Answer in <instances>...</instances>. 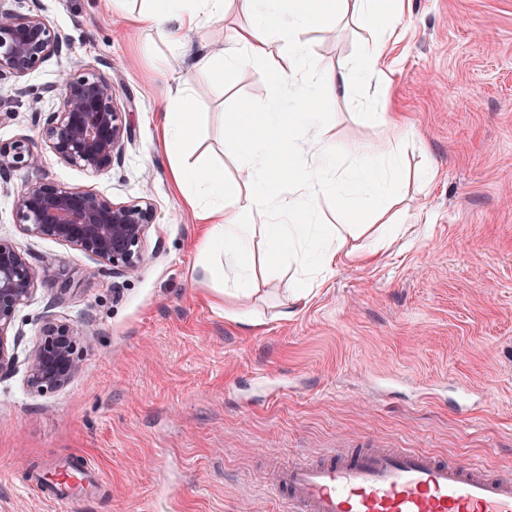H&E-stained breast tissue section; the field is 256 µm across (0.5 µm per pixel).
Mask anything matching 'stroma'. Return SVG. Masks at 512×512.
<instances>
[{
  "label": "stroma",
  "instance_id": "stroma-1",
  "mask_svg": "<svg viewBox=\"0 0 512 512\" xmlns=\"http://www.w3.org/2000/svg\"><path fill=\"white\" fill-rule=\"evenodd\" d=\"M14 7L41 14L73 59L112 81L118 103L133 101V137L111 174L62 162L30 121L36 90L57 78L52 59L0 82V142L31 139L45 180L114 203L151 199L156 224L138 272L112 278L89 255L23 234L13 191L27 171L0 192V238L52 263L19 313L18 355L47 315L91 331L81 370L61 390L28 392L21 369L0 379V512H157L161 502L168 512H280L269 474L328 448H423L512 468V0H404L381 73L320 101L340 147L378 146L367 112L395 113L414 130L400 147L395 239L365 257L378 231L364 224L298 303L282 270L238 302L248 326L225 318L223 295L201 281L202 230L174 189L156 127L175 87L167 70L189 72L197 150L237 177L222 115L241 101L261 105L272 89L255 66L228 87L195 63L252 17L228 0L224 19L176 48L162 31L129 26L107 0ZM373 35L347 15L304 38L327 73ZM87 459L92 484L54 499L47 483Z\"/></svg>",
  "mask_w": 512,
  "mask_h": 512
}]
</instances>
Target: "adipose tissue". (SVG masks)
I'll list each match as a JSON object with an SVG mask.
<instances>
[{"mask_svg":"<svg viewBox=\"0 0 512 512\" xmlns=\"http://www.w3.org/2000/svg\"><path fill=\"white\" fill-rule=\"evenodd\" d=\"M240 7L255 21L236 31L222 64L207 57L197 62L199 68H215L228 86L243 66L260 62V79L274 89L261 106L243 101L224 115L226 143L243 160L239 178L226 179L223 168L205 156L187 157L196 134L188 109L189 74L176 78L162 130L176 187L207 227L202 275L234 300L259 294L284 259L295 267L297 288L307 277L330 272L365 208H372L377 223H386L401 176L393 145L405 137L390 115L369 112L366 120L382 127L386 140L369 157L355 147L340 153L314 110L325 95L346 88L353 74L377 70L387 53L382 33L400 16L403 0H240ZM346 15L363 19L379 35L362 45L356 68L318 74L317 60L300 36L312 28H336ZM277 50L287 53L289 70L266 66ZM327 200L349 216V223L323 221ZM259 241L264 244L260 254L254 249Z\"/></svg>","mask_w":512,"mask_h":512,"instance_id":"adipose-tissue-1","label":"adipose tissue"}]
</instances>
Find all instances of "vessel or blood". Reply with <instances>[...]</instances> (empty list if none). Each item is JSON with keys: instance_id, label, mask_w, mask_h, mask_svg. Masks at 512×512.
Returning <instances> with one entry per match:
<instances>
[{"instance_id": "obj_1", "label": "vessel or blood", "mask_w": 512, "mask_h": 512, "mask_svg": "<svg viewBox=\"0 0 512 512\" xmlns=\"http://www.w3.org/2000/svg\"><path fill=\"white\" fill-rule=\"evenodd\" d=\"M284 512H512V473L420 448L325 450L270 481Z\"/></svg>"}]
</instances>
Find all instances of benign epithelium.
<instances>
[{"label": "benign epithelium", "instance_id": "benign-epithelium-1", "mask_svg": "<svg viewBox=\"0 0 512 512\" xmlns=\"http://www.w3.org/2000/svg\"><path fill=\"white\" fill-rule=\"evenodd\" d=\"M0 0V81L21 78L45 62L60 63L58 82L43 88L58 110L36 107L31 122L42 141L63 162L96 174L112 172L131 140V125L117 102L114 85L65 57L66 43L38 13H21ZM40 156L28 138L0 143V189H9L14 174L38 171ZM16 224L28 237L51 238L94 257L98 272L114 277L135 274L144 262V246L155 224V206L142 197L114 203L92 191L43 179L30 180L14 195ZM32 256L0 239V377L16 371L18 313L34 290ZM87 332L50 316L25 357L27 391L46 395L67 385L81 370L74 352Z\"/></svg>", "mask_w": 512, "mask_h": 512}]
</instances>
